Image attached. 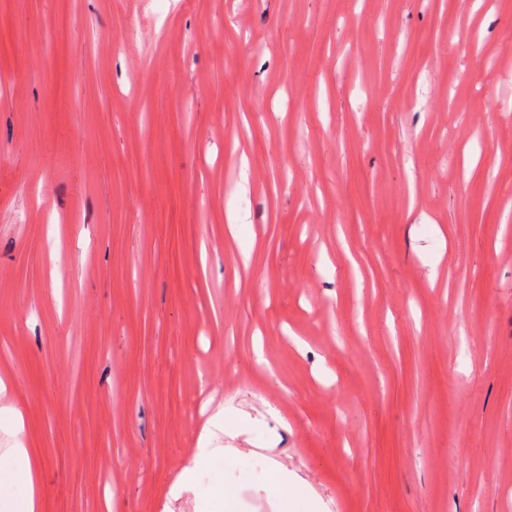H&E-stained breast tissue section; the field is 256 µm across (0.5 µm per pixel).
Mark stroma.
Listing matches in <instances>:
<instances>
[{"label": "stroma", "instance_id": "35a3bbf8", "mask_svg": "<svg viewBox=\"0 0 512 512\" xmlns=\"http://www.w3.org/2000/svg\"><path fill=\"white\" fill-rule=\"evenodd\" d=\"M511 35L0 0V453L42 512H512ZM0 470L2 475L1 492L7 488L6 480L3 477L5 475L20 477L24 486L22 495L15 500V511L40 512V492L31 474L26 448H10L7 457L1 456Z\"/></svg>", "mask_w": 512, "mask_h": 512}]
</instances>
